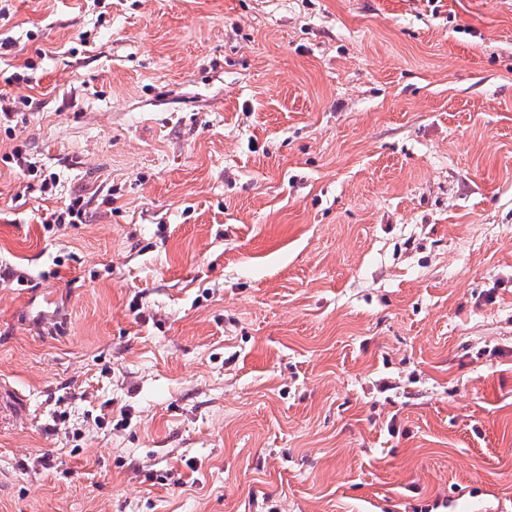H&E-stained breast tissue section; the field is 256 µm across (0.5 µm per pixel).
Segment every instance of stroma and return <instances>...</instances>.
Wrapping results in <instances>:
<instances>
[{"label": "stroma", "mask_w": 512, "mask_h": 512, "mask_svg": "<svg viewBox=\"0 0 512 512\" xmlns=\"http://www.w3.org/2000/svg\"><path fill=\"white\" fill-rule=\"evenodd\" d=\"M4 38L0 512H512V0H0ZM84 212L82 211V202L81 200H75L71 202L66 210L63 212H53L46 214L44 218H42L41 223L44 224L46 228H49L51 224H77V222L82 223V215ZM68 218V222L66 219Z\"/></svg>", "instance_id": "stroma-1"}]
</instances>
